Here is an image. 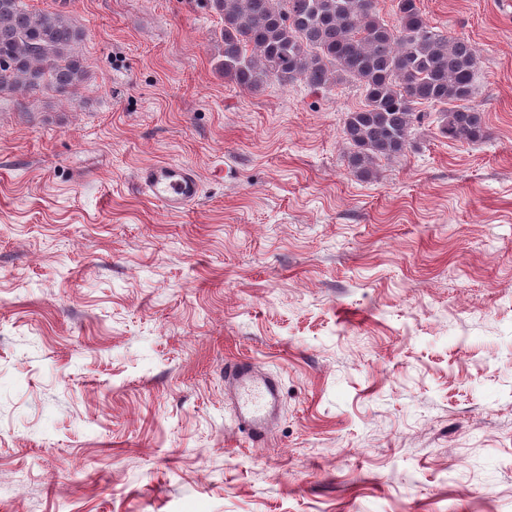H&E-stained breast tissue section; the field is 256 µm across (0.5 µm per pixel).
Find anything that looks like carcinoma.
<instances>
[{
  "mask_svg": "<svg viewBox=\"0 0 512 512\" xmlns=\"http://www.w3.org/2000/svg\"><path fill=\"white\" fill-rule=\"evenodd\" d=\"M394 7L390 25L376 0H211L224 21V80L251 92L272 81L312 91L343 78L358 84L364 105L346 113L342 138L347 166L362 178L413 146L428 118L419 104L438 108L442 137L487 139L473 104L476 47L436 30L417 0ZM82 38L60 10L33 14L21 0H0V94L74 92L86 76L73 54Z\"/></svg>",
  "mask_w": 512,
  "mask_h": 512,
  "instance_id": "1",
  "label": "carcinoma"
}]
</instances>
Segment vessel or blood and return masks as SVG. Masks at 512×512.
Here are the masks:
<instances>
[{
    "label": "vessel or blood",
    "instance_id": "b4317fda",
    "mask_svg": "<svg viewBox=\"0 0 512 512\" xmlns=\"http://www.w3.org/2000/svg\"><path fill=\"white\" fill-rule=\"evenodd\" d=\"M139 183L149 197L172 211L193 206L199 197L195 174L182 165L145 167L140 171ZM224 382L231 395L238 431L249 446L264 447L280 402L278 379L261 371L251 360L229 359L224 363Z\"/></svg>",
    "mask_w": 512,
    "mask_h": 512
}]
</instances>
